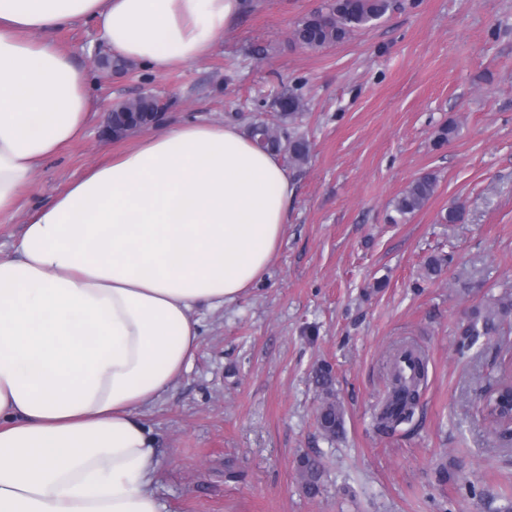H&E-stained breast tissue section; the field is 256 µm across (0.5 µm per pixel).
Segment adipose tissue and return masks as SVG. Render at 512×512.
<instances>
[{
	"label": "adipose tissue",
	"mask_w": 512,
	"mask_h": 512,
	"mask_svg": "<svg viewBox=\"0 0 512 512\" xmlns=\"http://www.w3.org/2000/svg\"><path fill=\"white\" fill-rule=\"evenodd\" d=\"M243 0H0V213L95 114L55 40L95 22L113 57L200 61ZM293 195L239 126L184 122L74 180L0 258V512H163L142 421L186 372L199 306L262 280Z\"/></svg>",
	"instance_id": "ef3b65f1"
}]
</instances>
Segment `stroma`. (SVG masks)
Listing matches in <instances>:
<instances>
[{
  "label": "stroma",
  "mask_w": 512,
  "mask_h": 512,
  "mask_svg": "<svg viewBox=\"0 0 512 512\" xmlns=\"http://www.w3.org/2000/svg\"><path fill=\"white\" fill-rule=\"evenodd\" d=\"M323 2L246 0L205 59L162 74L90 65L93 23L56 35L99 111L150 91L169 121L245 128L277 122L278 96L306 103L295 129L309 161L288 170L290 218L264 281L197 311L192 364L145 417L154 491L165 512H505L512 442L482 399L503 354L494 338L460 352L458 332L468 307L512 285V0H398L375 26L310 51L290 33ZM451 119L456 136L435 147ZM139 139L102 138L91 122L25 186V208L0 215V255H16L32 208ZM426 172L438 176L429 202L388 223L390 202ZM456 201L466 222L444 223ZM433 255L450 261L430 278ZM403 341L426 351L427 385L416 424L382 437L371 414ZM325 364L344 411L333 439L317 422ZM305 454L323 464L313 498ZM298 469L303 492L310 497L317 496L321 492L323 473L321 462L315 457L306 455L300 458Z\"/></svg>",
  "instance_id": "35a3bbf8"
}]
</instances>
